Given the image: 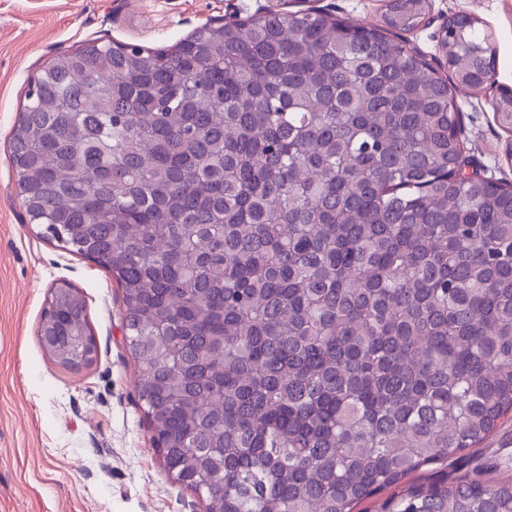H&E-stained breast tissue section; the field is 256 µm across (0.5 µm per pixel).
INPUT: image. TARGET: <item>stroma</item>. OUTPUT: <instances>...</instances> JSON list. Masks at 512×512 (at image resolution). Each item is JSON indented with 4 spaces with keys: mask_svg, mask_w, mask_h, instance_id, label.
<instances>
[{
    "mask_svg": "<svg viewBox=\"0 0 512 512\" xmlns=\"http://www.w3.org/2000/svg\"><path fill=\"white\" fill-rule=\"evenodd\" d=\"M315 10L381 25L382 0H0V512H204V502L164 468L136 389L122 291L93 262L47 240L15 189L10 138L31 81L56 55L94 39L172 44L198 26L266 10ZM434 21L409 40L440 75L437 36L467 12L491 31L497 73L478 94L456 90L470 154L489 177L512 183L494 103L512 86V0H433ZM86 302L97 362L73 374L43 351L37 329L51 286ZM454 476L512 478V414Z\"/></svg>",
    "mask_w": 512,
    "mask_h": 512,
    "instance_id": "1",
    "label": "stroma"
}]
</instances>
